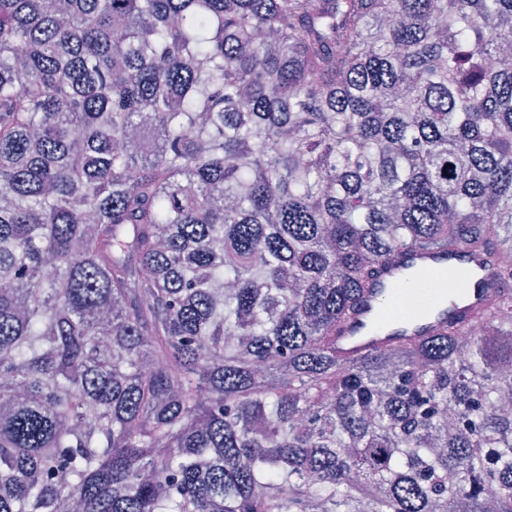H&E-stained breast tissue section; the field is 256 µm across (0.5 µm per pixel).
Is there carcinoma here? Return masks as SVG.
Instances as JSON below:
<instances>
[{"label":"carcinoma","mask_w":512,"mask_h":512,"mask_svg":"<svg viewBox=\"0 0 512 512\" xmlns=\"http://www.w3.org/2000/svg\"><path fill=\"white\" fill-rule=\"evenodd\" d=\"M512 0H0V512H512ZM479 314L351 361L382 270ZM404 263L405 266H392L383 272L379 288L364 297L357 318L336 336V354L340 359H355L371 349L397 345L402 336H427L448 319H471L486 302V289L477 288V281L474 282L484 270V258L480 255L448 257L439 249H421L406 255ZM408 271L416 274V284L402 296L407 308L400 324L385 333L370 330L368 325L386 293ZM448 272L464 275L465 287L449 296L446 288L441 298L431 301L425 276L444 274L447 277Z\"/></svg>","instance_id":"cac0c4a2"}]
</instances>
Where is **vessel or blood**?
<instances>
[{"instance_id": "vessel-or-blood-1", "label": "vessel or blood", "mask_w": 512, "mask_h": 512, "mask_svg": "<svg viewBox=\"0 0 512 512\" xmlns=\"http://www.w3.org/2000/svg\"><path fill=\"white\" fill-rule=\"evenodd\" d=\"M483 266L479 255L451 257L437 249L409 253L403 265L383 272L377 288L365 296L357 318L338 334L337 356L355 359L371 349L397 345L403 336L428 335L448 320L471 319L486 302L485 289L475 282ZM409 271L415 274L416 284L402 297L406 310L400 324L385 333L370 330L386 293Z\"/></svg>"}]
</instances>
